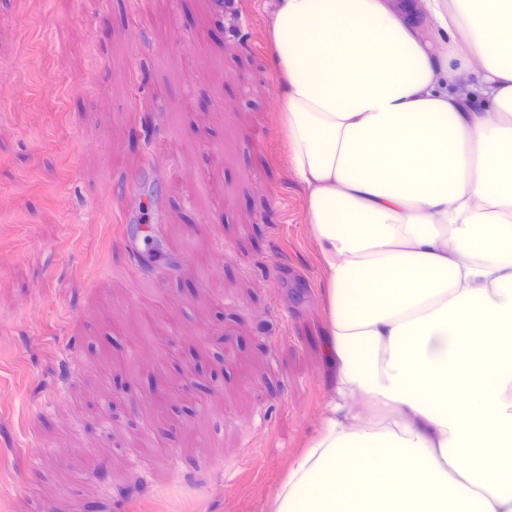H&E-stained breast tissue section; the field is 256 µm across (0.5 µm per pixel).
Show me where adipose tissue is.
Listing matches in <instances>:
<instances>
[{
    "instance_id": "1",
    "label": "adipose tissue",
    "mask_w": 512,
    "mask_h": 512,
    "mask_svg": "<svg viewBox=\"0 0 512 512\" xmlns=\"http://www.w3.org/2000/svg\"><path fill=\"white\" fill-rule=\"evenodd\" d=\"M275 0L328 410L270 512H512V0Z\"/></svg>"
}]
</instances>
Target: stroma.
<instances>
[{"label": "stroma", "mask_w": 512, "mask_h": 512, "mask_svg": "<svg viewBox=\"0 0 512 512\" xmlns=\"http://www.w3.org/2000/svg\"><path fill=\"white\" fill-rule=\"evenodd\" d=\"M272 9L0 0V512H266L324 416Z\"/></svg>", "instance_id": "35a3bbf8"}]
</instances>
